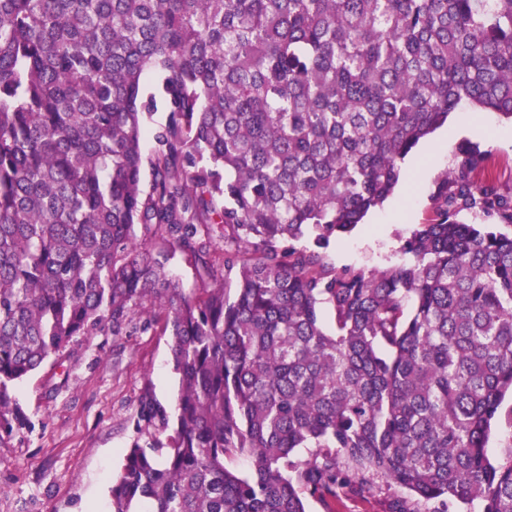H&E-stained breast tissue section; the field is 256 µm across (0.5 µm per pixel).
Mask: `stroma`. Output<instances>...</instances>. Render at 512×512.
<instances>
[{"label":"stroma","instance_id":"35a3bbf8","mask_svg":"<svg viewBox=\"0 0 512 512\" xmlns=\"http://www.w3.org/2000/svg\"><path fill=\"white\" fill-rule=\"evenodd\" d=\"M466 117L485 120L482 132L452 137L444 160L422 173L413 169L425 150L417 145L405 159L394 194L326 251L329 265L370 271L400 261L402 240L416 225L436 218L439 188L460 163L461 148L485 152L479 178H491L502 192L512 193V140H502L503 134L512 136V121L465 106L448 123L455 126ZM147 390L174 408L178 377L169 338L158 325L78 341L63 369L55 359L45 361L12 392L32 427L0 437V512H108L110 480L137 436L139 401ZM356 478L370 485V493L342 489L327 500L310 495L308 512H392L400 499L410 512H437L436 503L407 498L380 475L360 472Z\"/></svg>","mask_w":512,"mask_h":512}]
</instances>
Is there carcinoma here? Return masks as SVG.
I'll list each match as a JSON object with an SVG mask.
<instances>
[{"mask_svg":"<svg viewBox=\"0 0 512 512\" xmlns=\"http://www.w3.org/2000/svg\"><path fill=\"white\" fill-rule=\"evenodd\" d=\"M463 102L512 120V0H0V437L31 428L17 382L143 317L176 414L141 396L111 512H306L362 491L340 452L417 500L512 512V458L486 454L512 234L457 220L512 225L485 155L462 151L403 260H324ZM168 268L173 278L181 283L182 288H184L187 293H192L198 291V288H203V283L197 276L194 267L190 265L179 252H177L170 261Z\"/></svg>","mask_w":512,"mask_h":512,"instance_id":"obj_1","label":"carcinoma"}]
</instances>
